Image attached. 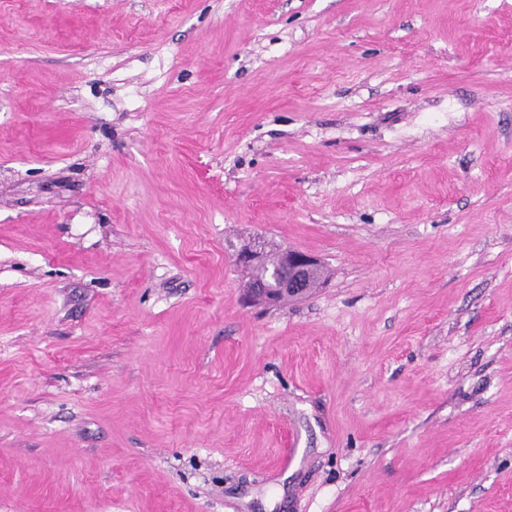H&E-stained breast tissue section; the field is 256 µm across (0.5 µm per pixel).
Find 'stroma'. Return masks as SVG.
Masks as SVG:
<instances>
[{
	"instance_id": "obj_1",
	"label": "stroma",
	"mask_w": 512,
	"mask_h": 512,
	"mask_svg": "<svg viewBox=\"0 0 512 512\" xmlns=\"http://www.w3.org/2000/svg\"><path fill=\"white\" fill-rule=\"evenodd\" d=\"M0 512H512V0H0ZM269 244L264 240L257 239L242 247L236 253V262L242 267H251L262 264L265 261ZM265 267L269 274L259 282L248 283L245 288L250 299L267 305L301 298L310 288H317L323 278L317 258L293 249H279L278 263Z\"/></svg>"
}]
</instances>
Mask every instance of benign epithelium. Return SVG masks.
Wrapping results in <instances>:
<instances>
[{"label": "benign epithelium", "instance_id": "7a95c632", "mask_svg": "<svg viewBox=\"0 0 512 512\" xmlns=\"http://www.w3.org/2000/svg\"><path fill=\"white\" fill-rule=\"evenodd\" d=\"M268 247L269 244L261 239L252 241L237 251V264L248 268L264 263ZM319 267V260L311 255L281 249L278 263L267 266L269 274L256 283L246 285L248 297L267 305L301 298L308 293L310 280Z\"/></svg>", "mask_w": 512, "mask_h": 512}]
</instances>
